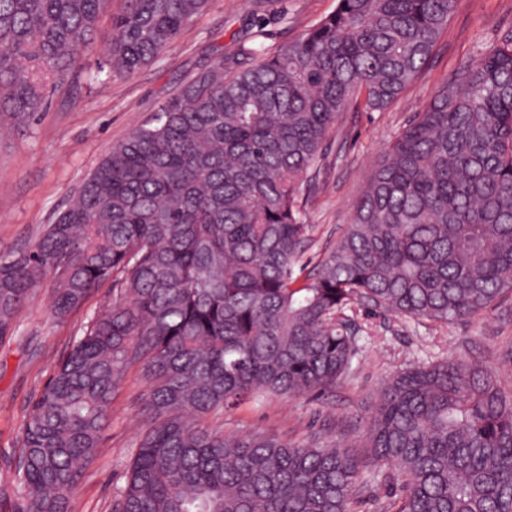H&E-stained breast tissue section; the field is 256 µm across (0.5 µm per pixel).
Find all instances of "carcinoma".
<instances>
[{
	"mask_svg": "<svg viewBox=\"0 0 512 512\" xmlns=\"http://www.w3.org/2000/svg\"><path fill=\"white\" fill-rule=\"evenodd\" d=\"M109 0H0V129L21 128L92 46ZM457 0H338L294 42L193 73L110 151L28 251L0 255V340L42 278L64 320L120 286L31 402L13 512H75L131 369L146 429L112 512H348L394 468L387 512H512V393L480 361L387 379L364 458L205 423L264 393H330L356 301L441 325L512 293V36L445 82L391 142L352 224L304 279L305 203L336 119L382 111L428 67ZM208 0H123L100 70L154 62ZM392 473L387 465L364 467L361 474L363 492L350 505L351 512H384L383 506L389 500V493H399L387 484L386 476Z\"/></svg>",
	"mask_w": 512,
	"mask_h": 512,
	"instance_id": "carcinoma-1",
	"label": "carcinoma"
}]
</instances>
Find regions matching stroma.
<instances>
[{"label": "stroma", "mask_w": 512, "mask_h": 512, "mask_svg": "<svg viewBox=\"0 0 512 512\" xmlns=\"http://www.w3.org/2000/svg\"><path fill=\"white\" fill-rule=\"evenodd\" d=\"M122 3L110 0L94 45L79 56L69 81L51 89L45 110L0 137V254L30 249L112 145L149 119L199 65L212 64L242 44L273 51L293 42L305 27L331 14L337 0H210L207 11L157 60L130 77L97 70L112 36L111 16ZM509 34L512 0H457L430 67L399 100L381 112L351 108L340 114L306 206L311 231L301 265H315L344 233L354 202L394 136L444 82ZM117 295L104 285L60 322L49 310L51 285L42 282L21 311L14 335L0 342V474L15 466L30 403L54 363L83 323ZM353 317L358 352L335 392L291 399L260 394L207 417V424L227 433L265 432L298 447L341 443L346 426V439L355 443L390 375L450 356L483 361L512 391V298L447 327L386 315L368 305L355 307ZM145 394L139 371H131L112 402L101 451L76 494L81 512H112L144 430ZM391 472L386 465L363 468V492L352 501L351 512H384Z\"/></svg>", "instance_id": "obj_1"}]
</instances>
